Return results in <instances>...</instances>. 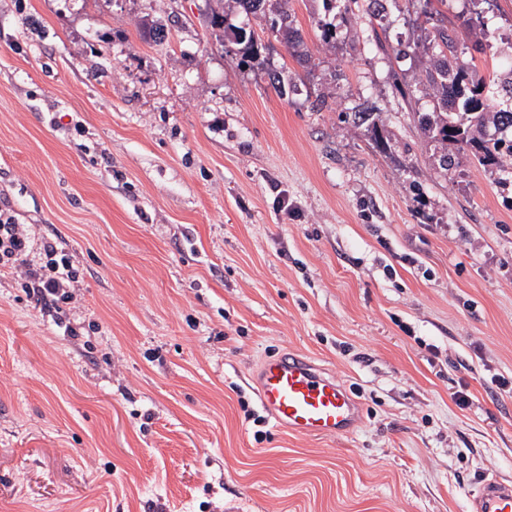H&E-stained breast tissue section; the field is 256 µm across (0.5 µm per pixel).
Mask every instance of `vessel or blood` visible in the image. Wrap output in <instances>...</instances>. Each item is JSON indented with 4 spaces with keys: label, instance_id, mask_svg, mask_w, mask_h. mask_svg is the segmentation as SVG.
<instances>
[{
    "label": "vessel or blood",
    "instance_id": "vessel-or-blood-1",
    "mask_svg": "<svg viewBox=\"0 0 512 512\" xmlns=\"http://www.w3.org/2000/svg\"><path fill=\"white\" fill-rule=\"evenodd\" d=\"M263 411L275 427L290 433L334 438L349 434L359 419V403L335 377L301 353L263 360L252 376ZM468 512H512V481L484 477L467 498Z\"/></svg>",
    "mask_w": 512,
    "mask_h": 512
}]
</instances>
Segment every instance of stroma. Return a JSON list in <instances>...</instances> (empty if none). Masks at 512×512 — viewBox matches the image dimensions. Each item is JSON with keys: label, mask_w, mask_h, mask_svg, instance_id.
<instances>
[{"label": "stroma", "mask_w": 512, "mask_h": 512, "mask_svg": "<svg viewBox=\"0 0 512 512\" xmlns=\"http://www.w3.org/2000/svg\"><path fill=\"white\" fill-rule=\"evenodd\" d=\"M290 10L312 69L232 62L206 0H0V201L81 273L61 327L0 272V512H467L512 480V182L440 172L402 98L428 56ZM288 350L355 431L247 418ZM353 123H369L373 131V148L381 153L390 149V136L386 129L381 112H373L366 108L352 113ZM469 512H512V481L486 476L467 498Z\"/></svg>", "instance_id": "1"}]
</instances>
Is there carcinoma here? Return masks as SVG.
<instances>
[{"label":"carcinoma","mask_w":512,"mask_h":512,"mask_svg":"<svg viewBox=\"0 0 512 512\" xmlns=\"http://www.w3.org/2000/svg\"><path fill=\"white\" fill-rule=\"evenodd\" d=\"M208 22L222 31L228 52L243 65H261L264 39L249 25L227 22L224 0H211ZM335 5L341 22L382 17L384 0H323ZM416 19L422 20L424 47L431 52L432 63L426 74L425 88L433 99L430 112L417 113L426 143L440 151L438 165L448 171L466 159L487 169L508 171L512 165V79L497 75L488 81L476 64L459 57L460 38L456 30L442 23L440 11L432 0H406ZM247 15L268 19V31L294 48L302 44L288 0H234ZM352 122L367 123L373 131V148L381 153L390 149V136L381 113L367 108L352 113Z\"/></svg>","instance_id":"carcinoma-1"}]
</instances>
